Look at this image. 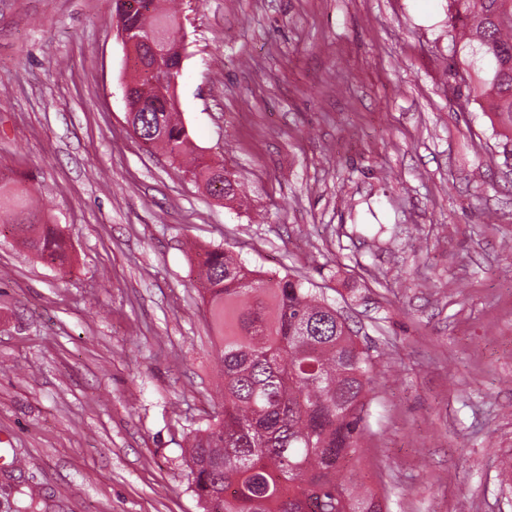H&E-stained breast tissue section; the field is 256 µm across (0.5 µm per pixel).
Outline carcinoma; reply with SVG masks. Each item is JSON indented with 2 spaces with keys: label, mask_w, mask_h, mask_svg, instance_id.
<instances>
[{
  "label": "carcinoma",
  "mask_w": 512,
  "mask_h": 512,
  "mask_svg": "<svg viewBox=\"0 0 512 512\" xmlns=\"http://www.w3.org/2000/svg\"><path fill=\"white\" fill-rule=\"evenodd\" d=\"M170 0L130 15L113 0L136 35L160 41L180 28ZM448 37L462 52L448 72L458 97L470 100L479 74L483 111L503 125L512 145V0H448ZM175 61L150 63L130 84L134 131L184 175L228 201L243 184L195 156L188 130L171 103ZM0 223L38 259L61 269L71 261L58 224L31 207L27 192L0 183ZM219 342V411L190 440L193 492L203 512H387V495L357 481L350 465L368 458L365 409L374 391L375 359L336 308L286 274L250 269L219 248L201 253L197 278Z\"/></svg>",
  "instance_id": "obj_1"
}]
</instances>
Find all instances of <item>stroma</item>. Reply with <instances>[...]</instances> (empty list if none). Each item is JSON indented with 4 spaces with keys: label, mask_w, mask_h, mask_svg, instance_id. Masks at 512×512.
Instances as JSON below:
<instances>
[{
    "label": "stroma",
    "mask_w": 512,
    "mask_h": 512,
    "mask_svg": "<svg viewBox=\"0 0 512 512\" xmlns=\"http://www.w3.org/2000/svg\"><path fill=\"white\" fill-rule=\"evenodd\" d=\"M177 87L212 197L127 125L111 0H0V181L71 247L0 230V512H203L215 411L196 247L306 280L382 354L388 512H512V157L448 75V0H176ZM36 499H29V489Z\"/></svg>",
    "instance_id": "obj_1"
}]
</instances>
